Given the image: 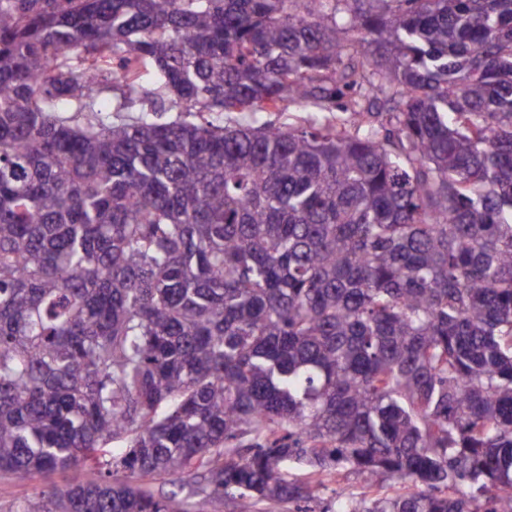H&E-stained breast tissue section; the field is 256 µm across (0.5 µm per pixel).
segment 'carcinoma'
<instances>
[{"instance_id": "obj_1", "label": "carcinoma", "mask_w": 512, "mask_h": 512, "mask_svg": "<svg viewBox=\"0 0 512 512\" xmlns=\"http://www.w3.org/2000/svg\"><path fill=\"white\" fill-rule=\"evenodd\" d=\"M314 1L0 0L20 512H512V0ZM295 114L312 116L313 118H316L320 121H322L325 117L334 118L336 121V118L346 119L349 116V112H342L339 110H336V112H332L331 114L328 112H315L313 110H309V112H297V107L292 103H288L287 109L285 111L274 107H268L265 112H257L255 115V119L258 121L256 125H259L263 122H271L275 123L276 125H280L282 123L288 122V117L291 118V115Z\"/></svg>"}]
</instances>
